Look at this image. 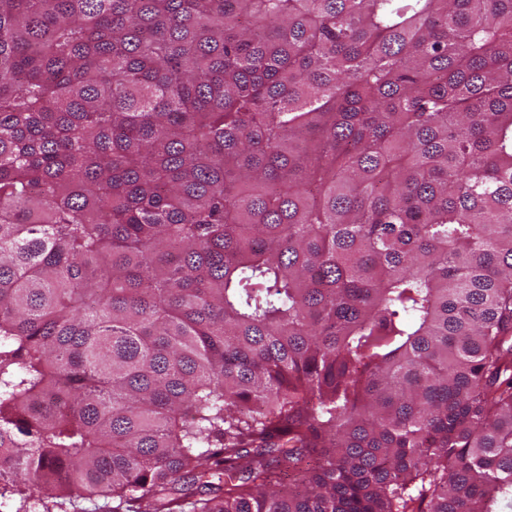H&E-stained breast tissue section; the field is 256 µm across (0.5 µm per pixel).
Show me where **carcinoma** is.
Segmentation results:
<instances>
[{"mask_svg":"<svg viewBox=\"0 0 512 512\" xmlns=\"http://www.w3.org/2000/svg\"><path fill=\"white\" fill-rule=\"evenodd\" d=\"M512 512V0H0V508Z\"/></svg>","mask_w":512,"mask_h":512,"instance_id":"1","label":"carcinoma"}]
</instances>
